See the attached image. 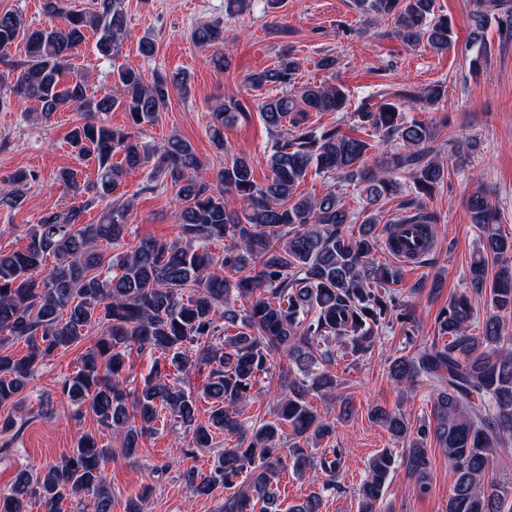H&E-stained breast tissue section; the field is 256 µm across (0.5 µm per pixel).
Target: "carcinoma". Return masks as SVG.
Listing matches in <instances>:
<instances>
[{
  "mask_svg": "<svg viewBox=\"0 0 512 512\" xmlns=\"http://www.w3.org/2000/svg\"><path fill=\"white\" fill-rule=\"evenodd\" d=\"M124 0H92L89 10L70 13L63 0H44L51 23L31 27L18 11L0 12V49L20 40L25 60L16 76L18 96L36 103L48 119L58 112L85 115L69 136L77 158L92 163L95 182L80 183L74 170L57 181L72 197L87 196L78 206L43 215L22 249L0 251V434L17 433L36 365L80 343L94 331L96 341L81 356L77 370L59 384V393L112 431L124 455H135L139 440L170 419L189 427L191 448L212 447L222 431L235 441L224 446L221 461L208 475L189 466L181 477L189 492L208 496L226 490L221 512H269L277 502V484L288 465L311 467L324 476V489L336 488L347 450L333 443L308 456L300 441L315 445L334 438L335 426L310 407L308 396L330 395L337 377L325 366L333 362L332 345L348 343L365 353L379 329L398 313L405 335L415 334L416 313L390 291L398 270L375 262L377 210L400 189L398 177L410 180L402 202L406 214L396 220L416 230L417 242L436 237L438 216L424 198L444 183L447 170L438 162L432 128L407 120L405 110L433 112L447 90L440 82L414 89L381 86L361 98L352 113L368 137L341 133L331 125L308 122L309 112H344L349 95L342 85L307 84L296 99L286 93L260 102L229 99L209 113L214 146L224 149V124L246 119L258 108L265 124L277 132L266 157L272 178L254 179V164L236 155L215 175L206 172L192 143L178 136L149 146L138 134L168 108L172 89L189 92L184 74L141 73L120 65L112 70L119 92H89L86 76L75 63L87 32L97 35L99 56L113 60L127 35ZM365 15L393 20L394 33L409 46L422 43L446 51L452 43L448 16L435 12V0H355ZM512 31V0H475L473 39L491 21ZM193 41L216 47L212 62L226 65L224 27L199 26ZM298 64L283 53L277 64L251 74L255 91L294 83ZM122 108L127 124L113 126L105 115ZM383 149L367 163L371 150ZM120 160H114L115 156ZM150 167L149 188L170 187L181 201L172 240L124 243L132 200L105 208L95 224L80 223L85 209L122 185L129 170ZM347 186L361 187L365 206L359 214L343 205L336 190L320 197L296 195L310 169ZM30 172L14 176L0 205L19 208ZM472 223L480 230L481 249L471 259L467 291L449 301L436 317L438 335L411 356L390 362L389 378L399 386L426 382L436 399L432 423L411 425L400 411L374 410L396 440L408 443L400 457L413 487L429 486L428 449L433 439L448 458L455 480L447 512H512V494L488 472L500 450L512 445V338L504 335L500 312L512 311V273L503 268L488 279L489 257L512 259V235L501 232L498 212L482 189L470 197ZM361 219L359 233L348 225ZM227 238L231 246L216 255L207 241ZM489 294L492 312L481 331L472 332L469 294ZM250 301L240 311L231 296ZM22 340L28 351L18 357L9 348ZM160 352L141 390L128 401L122 371L128 350ZM281 352L284 395L271 419L256 425L242 417L240 405L251 397L258 377L269 373L271 357ZM210 366L203 397L210 401L208 423L196 422L197 397L180 387V374L191 361ZM139 418L141 425L130 424ZM112 455L85 434L60 462L37 477L20 471L0 492V512H29L34 500L45 512H57L64 500L91 494L95 512H112V491L103 465ZM392 454L383 450L368 464L359 490V512H377L393 470ZM249 474L247 487L234 481Z\"/></svg>",
  "mask_w": 512,
  "mask_h": 512,
  "instance_id": "cac0c4a2",
  "label": "carcinoma"
}]
</instances>
